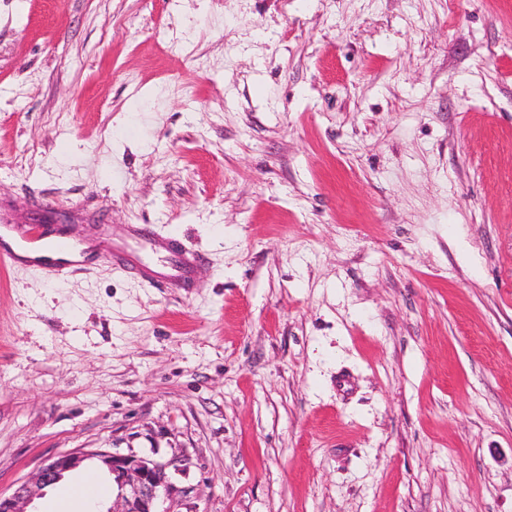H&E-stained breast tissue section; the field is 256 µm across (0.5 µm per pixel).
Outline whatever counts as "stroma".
I'll return each instance as SVG.
<instances>
[{
	"mask_svg": "<svg viewBox=\"0 0 512 512\" xmlns=\"http://www.w3.org/2000/svg\"><path fill=\"white\" fill-rule=\"evenodd\" d=\"M0 493L177 460V512H512V0H0ZM203 256L153 288L96 247ZM71 242L64 237L49 238L43 224H32L25 231L20 240L7 241L0 236V261L6 265H13L16 260L25 263L28 254L18 250H26L34 254L28 259L32 266L45 269L54 278H63L71 272L72 262L64 261L58 256L66 255L74 250Z\"/></svg>",
	"mask_w": 512,
	"mask_h": 512,
	"instance_id": "stroma-1",
	"label": "stroma"
}]
</instances>
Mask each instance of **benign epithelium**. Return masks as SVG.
I'll use <instances>...</instances> for the list:
<instances>
[{
	"mask_svg": "<svg viewBox=\"0 0 512 512\" xmlns=\"http://www.w3.org/2000/svg\"><path fill=\"white\" fill-rule=\"evenodd\" d=\"M89 458L97 459L112 477V508L107 512H175L160 503L172 500V472L176 461L95 450L87 454H60L45 463L29 480L17 485L9 496L0 495V512H29L46 488Z\"/></svg>",
	"mask_w": 512,
	"mask_h": 512,
	"instance_id": "obj_1",
	"label": "benign epithelium"
}]
</instances>
